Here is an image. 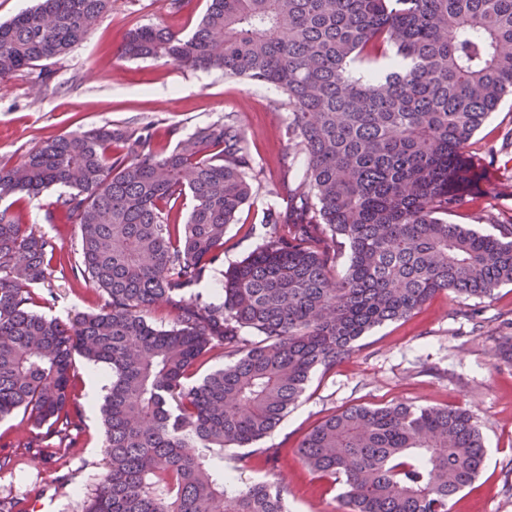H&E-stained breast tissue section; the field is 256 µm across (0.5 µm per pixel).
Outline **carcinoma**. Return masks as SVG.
Returning a JSON list of instances; mask_svg holds the SVG:
<instances>
[{
	"label": "carcinoma",
	"mask_w": 512,
	"mask_h": 512,
	"mask_svg": "<svg viewBox=\"0 0 512 512\" xmlns=\"http://www.w3.org/2000/svg\"><path fill=\"white\" fill-rule=\"evenodd\" d=\"M110 6L40 0L0 23V81L68 52ZM121 56L280 89L302 178L283 181L288 210H266L263 243L205 303L198 287L252 191L233 119L184 138L167 129L169 152L149 126L91 127L1 166L0 418L23 413L17 448L52 435L75 447L78 353L112 372L107 467L84 512H286L279 478L224 489V449L267 437L311 372L373 328L443 291L482 298L512 284V223L495 235L445 219L478 205L468 144L512 95V0H208L191 36L140 26ZM55 185L69 192L49 220L79 238L61 271L101 299L66 321L32 308L56 245L9 202ZM159 306L170 325L150 319ZM215 353L224 368L190 382ZM296 453L342 482L344 512H450L485 445L468 411L399 402L333 413Z\"/></svg>",
	"instance_id": "cac0c4a2"
}]
</instances>
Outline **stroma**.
Here are the masks:
<instances>
[{
  "label": "stroma",
  "mask_w": 512,
  "mask_h": 512,
  "mask_svg": "<svg viewBox=\"0 0 512 512\" xmlns=\"http://www.w3.org/2000/svg\"><path fill=\"white\" fill-rule=\"evenodd\" d=\"M207 6L174 12L169 0H112L88 37L46 66L0 81V166L20 163L43 139L89 125L117 128L175 126L182 133L233 116L246 135L256 178L252 196L224 236V262L233 264L262 242L268 207L287 209L279 185L291 147L285 95L271 87L226 77L223 71L185 70L162 60H127L118 49L139 26L163 23L191 34ZM483 192L475 211H458L449 223L494 232L512 222V96H506L471 139ZM62 187L22 196L19 205L64 256L78 247L74 226L49 222ZM37 310L67 318L96 309L97 292L72 284L59 271L35 285ZM512 336V285L491 296L464 299L445 292L407 317L363 336L354 352L330 371H315L296 405L263 441L280 448L265 461L248 448L224 451L234 488L283 476L288 512H339L341 487L310 471L295 453L298 441L325 417L353 405L461 407L477 420L484 438V468L471 488L452 500V512H512V365L497 355L501 337ZM73 396L79 406L73 448H10L5 444L20 414L0 420V512H83L84 502L106 471L99 405L88 401V364L74 363Z\"/></svg>",
  "instance_id": "35a3bbf8"
}]
</instances>
